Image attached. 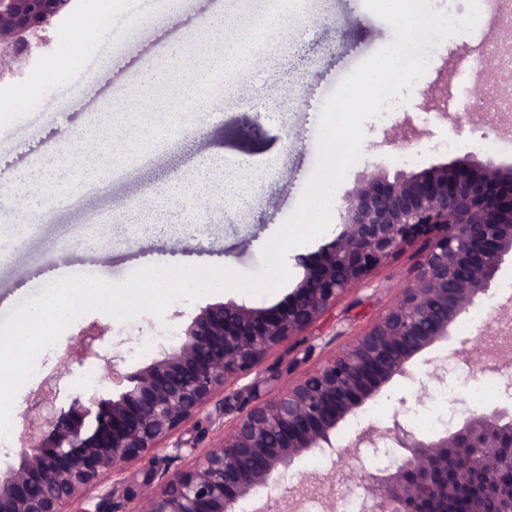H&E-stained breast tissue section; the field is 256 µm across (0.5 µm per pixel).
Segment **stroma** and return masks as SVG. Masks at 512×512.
Returning a JSON list of instances; mask_svg holds the SVG:
<instances>
[{"mask_svg": "<svg viewBox=\"0 0 512 512\" xmlns=\"http://www.w3.org/2000/svg\"><path fill=\"white\" fill-rule=\"evenodd\" d=\"M114 2L77 0L76 9L57 25L51 49L36 58L23 78L0 83L1 103L21 99L37 108L20 121L0 120V226L14 233L0 259V323L21 301L37 294L39 286L74 268L105 270L116 283L155 265L258 272L264 247L299 204L317 167L323 95L395 38L392 27L364 0H306L305 12L287 22L288 41L250 54L241 73L228 78L222 95L210 98L209 111L175 125L146 161H128L123 175L109 181L107 189L90 184L74 191L64 204L44 200L42 210L34 211L42 188L25 180V173L54 151H87L102 127L95 116L100 99L112 97L151 68L177 64L186 36L208 39L212 21L226 13L236 15L235 27L226 32L232 44L249 22L268 11V0H160L125 34L124 47L104 58L90 82L75 86L58 108L39 111L63 62L62 36H107ZM490 28L482 17L474 31L452 33L428 47L424 74L403 89L392 110L365 122L362 157L336 188L332 212H339L344 194L359 179L374 172L419 170L473 151L512 163V124L492 128L472 116L463 124L452 119L453 114L469 113L475 94L493 101L502 89L512 87V71L498 67L478 75L468 66L453 67L449 57L469 44L474 33ZM442 68L448 71L446 120L422 109ZM241 164L251 166L254 173L245 176L242 195L229 210L224 171ZM339 231L338 222H331L316 240L294 247L287 261L290 280L268 294L225 289L191 301L179 299L161 320L146 314L122 321L99 310L81 314L45 354L48 370L66 371L57 386L58 404L87 393L101 399L117 396L120 389L110 378V365L126 371L149 365L174 345L177 327L207 306L228 301L257 308L277 305L302 275L296 256L317 251ZM414 263L406 252L384 266L370 285L340 298L308 330L305 343L293 351H275L269 363L290 368L296 377L319 362L320 348L328 339H335L340 348L349 345L397 301ZM95 329L105 335L95 342L92 353H85L82 336ZM497 329L498 324L490 321L473 329L463 359L449 361L446 383L430 382L421 396L396 379L357 417L342 424L341 435L351 436L372 424L390 425L398 415L416 434L430 437L439 429L425 426L423 420L437 411L456 422L484 408L512 406V391L494 382L483 356L485 342ZM314 459L317 468L299 460L276 477L283 489L314 473L324 476L321 489L304 500L300 512H342L344 476L362 468L374 472L389 463L387 453H364L336 471L328 457L318 453ZM145 480V466H128L119 475L105 477L72 508L93 512L104 493H120L128 485L140 489Z\"/></svg>", "mask_w": 512, "mask_h": 512, "instance_id": "1", "label": "stroma"}]
</instances>
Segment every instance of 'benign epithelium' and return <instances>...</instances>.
I'll list each match as a JSON object with an SVG mask.
<instances>
[{"label": "benign epithelium", "instance_id": "7a95c632", "mask_svg": "<svg viewBox=\"0 0 512 512\" xmlns=\"http://www.w3.org/2000/svg\"><path fill=\"white\" fill-rule=\"evenodd\" d=\"M74 0H0V82L20 76L50 42L55 22ZM496 48L474 59L478 73L495 67ZM340 232L317 252L297 257L302 276L288 300L270 308L235 302L209 306L180 330V343L146 367L113 371L127 383L116 399L76 397L58 413L42 393L45 413L28 417L23 459L0 475V512H71L70 506L107 474L155 461L163 452L192 462L173 472L148 469V486L119 500L102 496L96 512H236L240 501L266 496L278 507L274 476L305 454L339 460L364 449L399 448L384 472L358 474L359 512H512L504 476L512 473V409L464 417L451 432L418 437L399 418L370 427L341 449L346 422L393 381L425 391L416 357L453 338L456 325L496 286L512 262V165L470 154L422 171L366 177L346 194ZM416 263L400 297L347 348L282 380L268 399L244 380L275 350L300 337L336 302L404 252ZM449 357L429 360L438 382ZM242 401L224 422L220 442L184 447L182 430L217 396Z\"/></svg>", "mask_w": 512, "mask_h": 512}]
</instances>
